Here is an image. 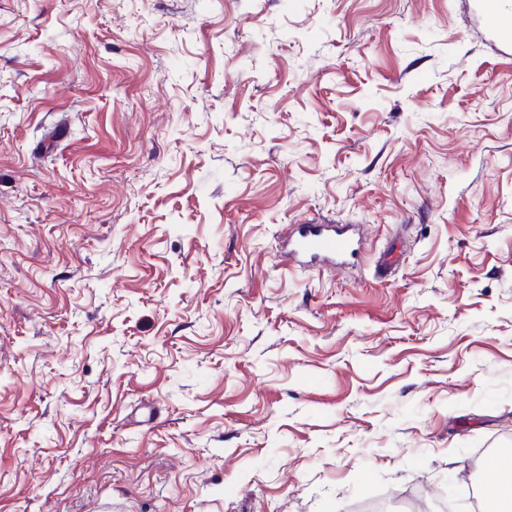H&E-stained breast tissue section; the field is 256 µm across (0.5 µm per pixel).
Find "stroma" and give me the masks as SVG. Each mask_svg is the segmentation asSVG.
I'll return each mask as SVG.
<instances>
[{"instance_id": "35a3bbf8", "label": "stroma", "mask_w": 512, "mask_h": 512, "mask_svg": "<svg viewBox=\"0 0 512 512\" xmlns=\"http://www.w3.org/2000/svg\"><path fill=\"white\" fill-rule=\"evenodd\" d=\"M295 224L363 225L359 269ZM501 448L473 0H0V512H473Z\"/></svg>"}]
</instances>
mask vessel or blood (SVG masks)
<instances>
[{"label": "vessel or blood", "instance_id": "b4317fda", "mask_svg": "<svg viewBox=\"0 0 512 512\" xmlns=\"http://www.w3.org/2000/svg\"><path fill=\"white\" fill-rule=\"evenodd\" d=\"M475 9L501 52L512 56V29L500 20V0H475ZM361 241L359 230L347 225L302 224L289 239L283 256L291 265H352L359 260Z\"/></svg>", "mask_w": 512, "mask_h": 512}]
</instances>
